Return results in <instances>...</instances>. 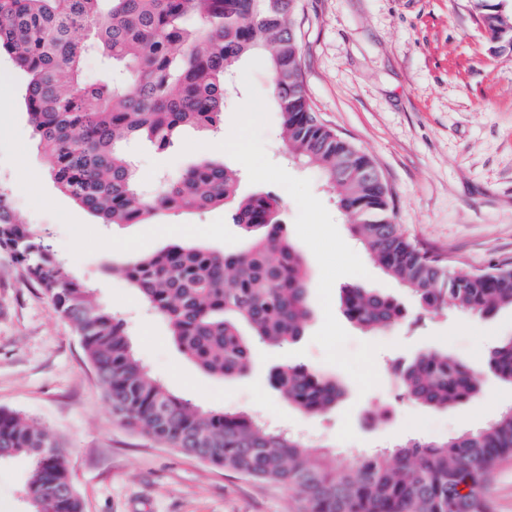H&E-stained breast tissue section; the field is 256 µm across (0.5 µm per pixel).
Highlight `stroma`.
Listing matches in <instances>:
<instances>
[{
    "label": "stroma",
    "instance_id": "obj_1",
    "mask_svg": "<svg viewBox=\"0 0 512 512\" xmlns=\"http://www.w3.org/2000/svg\"><path fill=\"white\" fill-rule=\"evenodd\" d=\"M309 103L318 118L366 152L390 196L394 221L406 232L468 271L512 261V53H498L477 23L471 0H302L295 17ZM26 76L0 55V91L13 103L0 112V190L22 223L48 230L58 254L89 281L102 303L121 311L131 346L174 394L209 411L244 410L271 426L307 436L310 445L369 450L407 436L443 439L479 430L512 407V386L482 374L474 399L448 408L399 400L386 367L391 359L437 351L480 366L498 341L512 336V309L480 318L448 309L418 317L411 295L365 261L367 279L347 275L335 288L363 282L392 296L407 311L399 324L366 335L345 321L347 352L378 344L376 387L360 392L341 367L324 359L313 336L323 324L320 268L310 260L312 310L305 332L282 347L256 345L247 377L210 376L186 359L166 324L129 286L121 272L132 254L168 244L156 232L174 226L179 239L216 250L240 246L243 234L222 206L155 216L147 224H103L45 176L23 99ZM247 98L239 92L216 133L182 131L167 152L148 142L128 150L145 185L202 158L231 169L239 162L218 150ZM192 141L196 150L185 151ZM42 179H35V172ZM303 364L336 376L345 395L336 409L310 417L289 406L270 384L272 369ZM35 420L64 444L84 512H291L292 494L214 467L112 416L95 373L71 325L61 318L20 265L0 252V408ZM24 460L0 462V512H30Z\"/></svg>",
    "mask_w": 512,
    "mask_h": 512
}]
</instances>
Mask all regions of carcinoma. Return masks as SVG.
Instances as JSON below:
<instances>
[{
    "label": "carcinoma",
    "instance_id": "obj_1",
    "mask_svg": "<svg viewBox=\"0 0 512 512\" xmlns=\"http://www.w3.org/2000/svg\"><path fill=\"white\" fill-rule=\"evenodd\" d=\"M299 0H0V52L27 76L24 102L34 138L58 188L104 224L139 223L163 212L231 206L244 233L231 251L176 240L121 269L176 345L204 372L234 379L250 370L258 344L285 345L302 335L311 309L308 267L267 193L239 195V176L203 161L143 189L126 144L146 138L158 150L186 127L217 131L240 59L267 54L283 140L292 160L321 172L336 194L351 236L382 271L414 297L419 315L453 305L474 316L512 308V263L462 271L422 247L394 222L389 191L370 157L319 121L304 89L293 20ZM483 28L512 39V0H472ZM96 54L113 76L92 81L84 62ZM0 192V250L22 267L78 336L113 416L211 465L297 498V512H491L486 490L496 466L512 458V407L479 431L443 441L408 437L391 450L345 458L271 427L245 411H201L170 393L134 355L124 319L59 257L50 235L6 211ZM346 316L366 332L395 325L403 309L360 284L342 288ZM512 385V338L482 357ZM390 372L398 396L441 408L477 397L482 384L468 363L436 351ZM272 386L305 414L336 406V379L284 364ZM30 469L34 512H83L67 453L51 434L0 408V460Z\"/></svg>",
    "mask_w": 512,
    "mask_h": 512
}]
</instances>
